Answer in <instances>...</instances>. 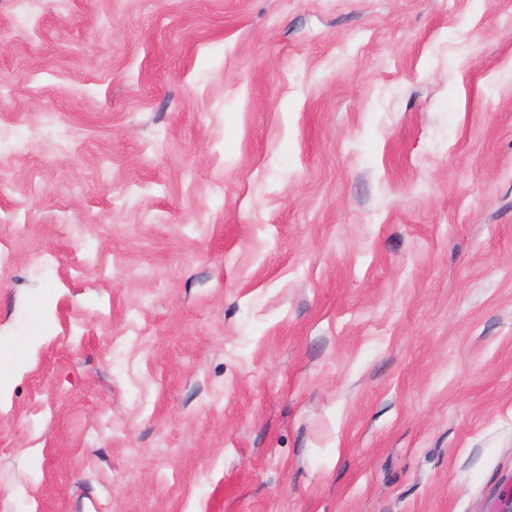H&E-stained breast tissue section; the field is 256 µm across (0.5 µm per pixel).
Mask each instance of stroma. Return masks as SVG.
Returning <instances> with one entry per match:
<instances>
[{"instance_id": "35a3bbf8", "label": "stroma", "mask_w": 512, "mask_h": 512, "mask_svg": "<svg viewBox=\"0 0 512 512\" xmlns=\"http://www.w3.org/2000/svg\"><path fill=\"white\" fill-rule=\"evenodd\" d=\"M0 512H500L512 0H0ZM17 356L15 347L0 344V400L6 397L15 374L14 361Z\"/></svg>"}]
</instances>
